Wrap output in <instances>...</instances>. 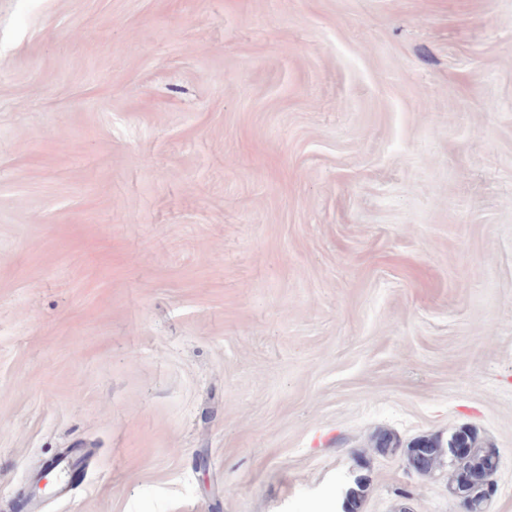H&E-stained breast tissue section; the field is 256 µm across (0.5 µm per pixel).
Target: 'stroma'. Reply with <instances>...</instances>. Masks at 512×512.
Returning <instances> with one entry per match:
<instances>
[{
  "label": "stroma",
  "instance_id": "obj_1",
  "mask_svg": "<svg viewBox=\"0 0 512 512\" xmlns=\"http://www.w3.org/2000/svg\"><path fill=\"white\" fill-rule=\"evenodd\" d=\"M512 512V0H0V512ZM408 498H400V490ZM471 452L464 458L451 459L448 456V448L455 441V434H451L445 441L439 437H421L420 439L410 443L404 448L403 455L406 456L408 465L415 462L411 453V448H426L423 451L424 456H416V460L422 463L421 472L416 471L409 466V469L418 475H426L432 473L439 467L444 459L448 457V486L451 495L460 484L467 480L472 483L474 489L470 496L466 497L468 501L467 512H484V494L479 487L486 477L491 473L493 468L498 467V455L494 448H488L483 445L478 434L472 431V435H468ZM496 471L492 472L486 480V501L489 500L496 491L495 476ZM479 487V488H478Z\"/></svg>",
  "mask_w": 512,
  "mask_h": 512
}]
</instances>
